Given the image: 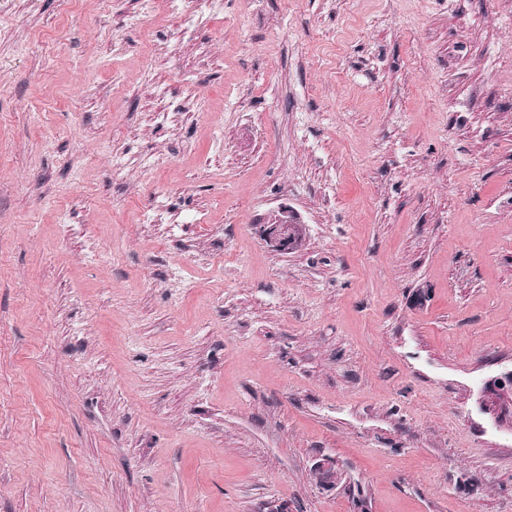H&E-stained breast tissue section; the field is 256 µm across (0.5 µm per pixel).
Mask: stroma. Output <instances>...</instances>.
<instances>
[{"mask_svg": "<svg viewBox=\"0 0 512 512\" xmlns=\"http://www.w3.org/2000/svg\"><path fill=\"white\" fill-rule=\"evenodd\" d=\"M511 368L512 0H0V512H512ZM263 240L278 251L288 253L302 245L305 228L287 209L271 213L260 225ZM478 404L493 425L512 434V368L481 379ZM338 463L334 456L319 455L314 459L312 472L319 485H333L336 482Z\"/></svg>", "mask_w": 512, "mask_h": 512, "instance_id": "obj_1", "label": "stroma"}]
</instances>
